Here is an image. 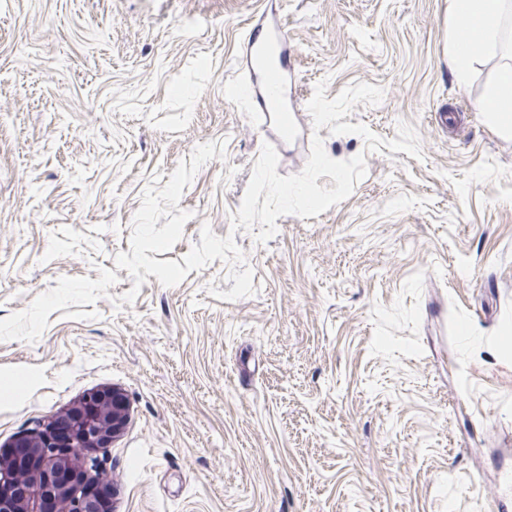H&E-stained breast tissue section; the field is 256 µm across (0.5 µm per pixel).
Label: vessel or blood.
I'll return each mask as SVG.
<instances>
[{
  "label": "vessel or blood",
  "mask_w": 512,
  "mask_h": 512,
  "mask_svg": "<svg viewBox=\"0 0 512 512\" xmlns=\"http://www.w3.org/2000/svg\"><path fill=\"white\" fill-rule=\"evenodd\" d=\"M271 27L269 19L259 17L246 42L248 77L256 88L255 109L273 124L277 138L288 141L296 134L289 115L286 90L290 81L288 50L282 40L269 41L263 36Z\"/></svg>",
  "instance_id": "vessel-or-blood-1"
}]
</instances>
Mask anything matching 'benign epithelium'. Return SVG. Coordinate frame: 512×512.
Listing matches in <instances>:
<instances>
[{"label": "benign epithelium", "instance_id": "1", "mask_svg": "<svg viewBox=\"0 0 512 512\" xmlns=\"http://www.w3.org/2000/svg\"><path fill=\"white\" fill-rule=\"evenodd\" d=\"M125 399L117 392L93 391L64 415L51 420L35 437L19 436L0 448V463L13 449H27L25 466L0 470V512H47L60 503V512H108L109 498L87 481L70 480L77 460L112 445L127 424Z\"/></svg>", "mask_w": 512, "mask_h": 512}]
</instances>
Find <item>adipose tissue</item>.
Wrapping results in <instances>:
<instances>
[{
	"label": "adipose tissue",
	"mask_w": 512,
	"mask_h": 512,
	"mask_svg": "<svg viewBox=\"0 0 512 512\" xmlns=\"http://www.w3.org/2000/svg\"><path fill=\"white\" fill-rule=\"evenodd\" d=\"M458 22L468 24L474 32L472 41L456 40L452 60L456 80L466 85L473 60L499 43L507 20L512 19V0H453Z\"/></svg>",
	"instance_id": "1"
}]
</instances>
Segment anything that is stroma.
I'll return each mask as SVG.
<instances>
[{
	"instance_id": "35a3bbf8",
	"label": "stroma",
	"mask_w": 512,
	"mask_h": 512,
	"mask_svg": "<svg viewBox=\"0 0 512 512\" xmlns=\"http://www.w3.org/2000/svg\"><path fill=\"white\" fill-rule=\"evenodd\" d=\"M285 27L298 137L277 143L241 84L259 16ZM451 0H0V447L84 394L128 421L99 449L114 512H512V137L479 112L512 68L458 87ZM366 82L345 121L423 152H370L305 107ZM364 155L349 198L232 230L263 144L277 173ZM181 260L234 235L253 295L214 260L177 286L117 268L155 177L202 143Z\"/></svg>"
}]
</instances>
